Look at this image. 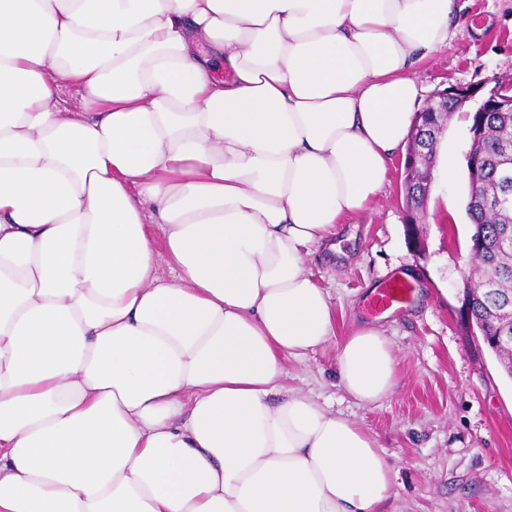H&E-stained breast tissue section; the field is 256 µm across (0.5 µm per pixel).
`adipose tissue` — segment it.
Masks as SVG:
<instances>
[{
	"instance_id": "1",
	"label": "adipose tissue",
	"mask_w": 512,
	"mask_h": 512,
	"mask_svg": "<svg viewBox=\"0 0 512 512\" xmlns=\"http://www.w3.org/2000/svg\"><path fill=\"white\" fill-rule=\"evenodd\" d=\"M456 14L0 0V512H388L384 449L287 361L335 334L307 256L382 190ZM336 367L398 384L372 325Z\"/></svg>"
}]
</instances>
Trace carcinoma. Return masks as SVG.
Wrapping results in <instances>:
<instances>
[{"label":"carcinoma","mask_w":512,"mask_h":512,"mask_svg":"<svg viewBox=\"0 0 512 512\" xmlns=\"http://www.w3.org/2000/svg\"><path fill=\"white\" fill-rule=\"evenodd\" d=\"M471 127L483 130L468 153L479 169L469 193L477 203L468 204L479 239L471 249L477 270L469 285L471 314L488 336L512 334V208L497 205L500 192L512 186V112H474Z\"/></svg>","instance_id":"carcinoma-1"}]
</instances>
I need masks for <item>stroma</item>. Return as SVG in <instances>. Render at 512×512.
I'll list each match as a JSON object with an SVG mask.
<instances>
[{
  "label": "stroma",
  "instance_id": "obj_1",
  "mask_svg": "<svg viewBox=\"0 0 512 512\" xmlns=\"http://www.w3.org/2000/svg\"><path fill=\"white\" fill-rule=\"evenodd\" d=\"M456 33L420 74L422 100L436 91L512 78V0H457ZM468 113H453L440 140L453 179L435 178L414 230L404 212V154L394 156L375 201L340 225L339 253H315L313 272L336 308V334L366 322L398 360L394 393L370 405L337 385L336 342L293 360V384L357 422L397 469L390 512H512V378L474 336L464 310L472 233L466 206ZM415 280L402 310L371 315L367 298L389 275Z\"/></svg>",
  "mask_w": 512,
  "mask_h": 512
}]
</instances>
